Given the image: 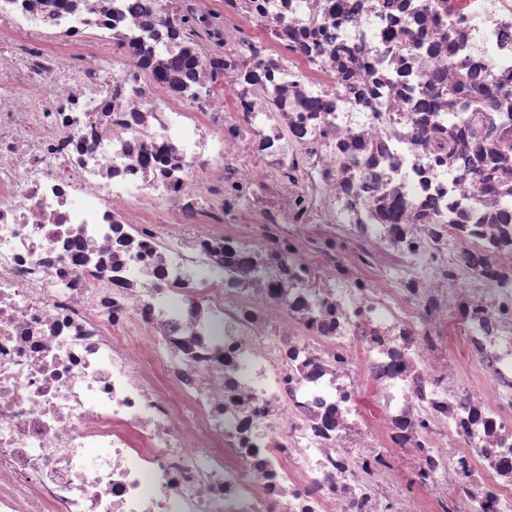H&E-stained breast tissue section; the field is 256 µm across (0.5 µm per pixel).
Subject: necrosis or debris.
<instances>
[{
	"instance_id": "1",
	"label": "necrosis or debris",
	"mask_w": 512,
	"mask_h": 512,
	"mask_svg": "<svg viewBox=\"0 0 512 512\" xmlns=\"http://www.w3.org/2000/svg\"><path fill=\"white\" fill-rule=\"evenodd\" d=\"M0 512H512V0H0Z\"/></svg>"
}]
</instances>
